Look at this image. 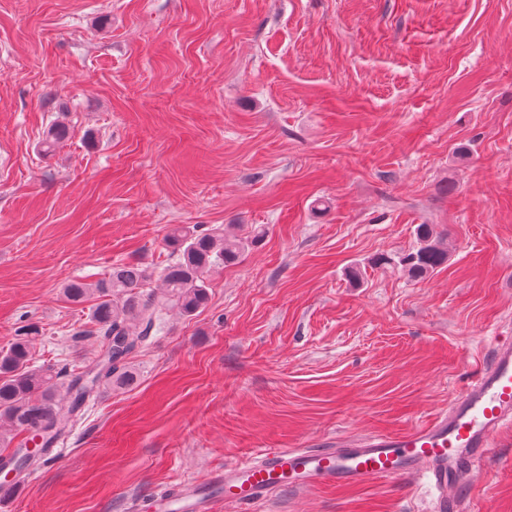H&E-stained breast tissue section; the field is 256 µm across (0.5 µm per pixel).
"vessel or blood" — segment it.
I'll list each match as a JSON object with an SVG mask.
<instances>
[{"label":"vessel or blood","instance_id":"obj_1","mask_svg":"<svg viewBox=\"0 0 512 512\" xmlns=\"http://www.w3.org/2000/svg\"><path fill=\"white\" fill-rule=\"evenodd\" d=\"M512 424V342H496L476 378L447 410L401 434L330 438L306 448H267L214 469L204 483L186 480L153 497L151 512H213L217 503L247 506L279 490L353 489L419 475L437 493L435 512H463L460 488L478 474L494 434Z\"/></svg>","mask_w":512,"mask_h":512}]
</instances>
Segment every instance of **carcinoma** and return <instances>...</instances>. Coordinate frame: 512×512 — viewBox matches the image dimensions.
<instances>
[{
    "instance_id": "obj_1",
    "label": "carcinoma",
    "mask_w": 512,
    "mask_h": 512,
    "mask_svg": "<svg viewBox=\"0 0 512 512\" xmlns=\"http://www.w3.org/2000/svg\"><path fill=\"white\" fill-rule=\"evenodd\" d=\"M68 136L66 126L51 125L42 142L43 152L52 153ZM416 235L421 242L416 250L397 261L383 256L379 262H396L418 279L448 262V251L433 237L429 225H418ZM259 238L256 230L242 236L227 235L219 227L208 232L195 226L173 229L166 240L173 258L161 274L160 293L150 288L153 273L130 262L113 264L94 283H68L63 292L69 300L82 302L91 295L96 297L90 333L98 336L101 352L93 365L79 372L64 366L33 369L30 361L39 335L35 328L0 350V445L14 447L15 473L44 462L39 449L27 451L31 434L41 439L40 449L53 447L63 435L60 396H65L68 412L75 417L100 392L132 385L129 358L162 330L165 315L173 308L185 316L193 315L208 299L210 272L239 260Z\"/></svg>"
}]
</instances>
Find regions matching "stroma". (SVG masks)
Instances as JSON below:
<instances>
[{"mask_svg":"<svg viewBox=\"0 0 512 512\" xmlns=\"http://www.w3.org/2000/svg\"><path fill=\"white\" fill-rule=\"evenodd\" d=\"M54 123L69 138L46 155ZM176 224L263 230L49 451L12 512H132L264 448L401 433L512 336V0H0V349L87 365L112 263ZM427 224L448 261L379 263ZM465 485L512 512V426ZM426 480L252 512H431Z\"/></svg>","mask_w":512,"mask_h":512,"instance_id":"obj_1","label":"stroma"}]
</instances>
